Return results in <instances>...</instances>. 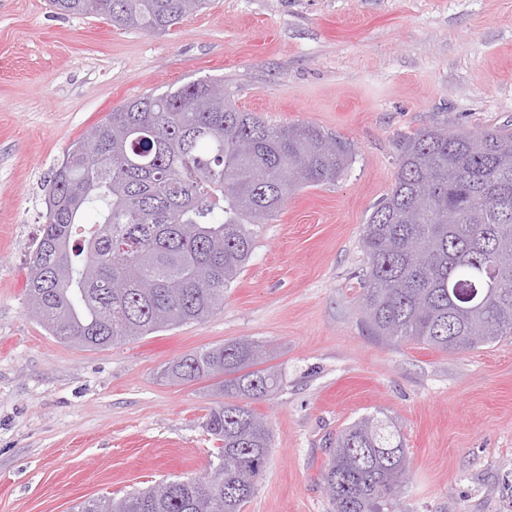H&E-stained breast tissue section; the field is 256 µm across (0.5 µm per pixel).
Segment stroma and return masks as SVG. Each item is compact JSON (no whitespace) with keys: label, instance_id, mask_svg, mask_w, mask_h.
Segmentation results:
<instances>
[{"label":"stroma","instance_id":"35a3bbf8","mask_svg":"<svg viewBox=\"0 0 512 512\" xmlns=\"http://www.w3.org/2000/svg\"><path fill=\"white\" fill-rule=\"evenodd\" d=\"M205 77L270 124L349 142V169L260 225L209 318L101 349L50 336L25 280L52 168L113 108ZM436 121L512 124V0H211L162 35L0 0V512H71L205 475L221 397L160 371L242 338L283 380L252 404L272 450L244 512H332L329 442L376 412L410 457L393 512H512V338L445 353L371 336L359 309L363 226L398 141Z\"/></svg>","mask_w":512,"mask_h":512}]
</instances>
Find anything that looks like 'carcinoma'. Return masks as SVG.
I'll return each instance as SVG.
<instances>
[{
  "label": "carcinoma",
  "instance_id": "cac0c4a2",
  "mask_svg": "<svg viewBox=\"0 0 512 512\" xmlns=\"http://www.w3.org/2000/svg\"><path fill=\"white\" fill-rule=\"evenodd\" d=\"M90 16L89 0H50ZM207 0H96L113 27L165 34ZM205 98L209 107L197 101ZM351 145L310 124L271 125L237 107L224 79L187 82L112 109L73 142L47 184L42 235L25 282L28 311L50 335L104 348L200 321L296 191L331 184ZM360 309L371 333L452 353L512 338V127L473 134L435 122L399 141L389 193L360 239ZM480 291L479 305L464 292ZM175 382L219 379L225 402L206 428L217 464L73 512H242L266 470L270 429L251 407L281 387L248 340L201 348L162 370ZM409 458L370 415L343 428L322 479L334 512H388Z\"/></svg>",
  "mask_w": 512,
  "mask_h": 512
}]
</instances>
